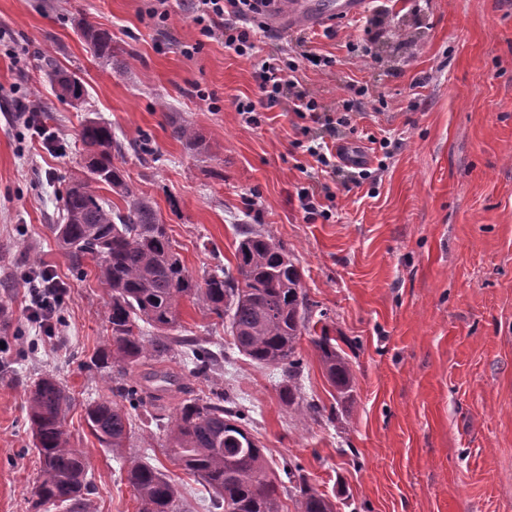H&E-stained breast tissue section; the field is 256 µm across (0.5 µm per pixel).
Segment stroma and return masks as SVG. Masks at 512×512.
Masks as SVG:
<instances>
[{
  "label": "stroma",
  "instance_id": "obj_1",
  "mask_svg": "<svg viewBox=\"0 0 512 512\" xmlns=\"http://www.w3.org/2000/svg\"><path fill=\"white\" fill-rule=\"evenodd\" d=\"M149 2L0 0V512H31L27 395L44 374L74 397L64 426L89 460L93 512H137L133 458L167 474L184 512H217L162 452L182 399L214 392L242 411L274 468L298 462L336 512H512V0H371L356 24L336 22V38L312 30L311 48L336 64L304 63L299 76L338 103L347 83L366 89L342 136L375 173L334 188L321 202L327 219L298 198L329 180L304 150L307 120L276 108L247 125L234 101L257 92L252 63L202 39L179 0L166 25L150 24ZM84 18L124 48L116 64L88 53ZM375 31L369 55L350 52ZM198 41L199 53L182 54ZM51 63L81 77L78 104L58 97ZM90 118L150 144L149 165L125 154L126 180L153 202L192 276L234 267L244 224L287 248L324 316L298 345V386L317 413L288 408L280 371L239 353L225 323L188 299L175 333L213 351L214 369L194 374L177 345L132 366L134 377L170 370L186 390L138 408L120 454L90 433L84 409L109 389L96 362L111 343L109 297L76 274L50 230ZM174 121L191 124L198 144L173 138ZM39 264L66 286L53 338L26 312L25 275ZM324 330L352 370L348 397L313 344Z\"/></svg>",
  "mask_w": 512,
  "mask_h": 512
}]
</instances>
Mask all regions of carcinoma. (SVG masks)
I'll return each mask as SVG.
<instances>
[{"label": "carcinoma", "instance_id": "carcinoma-1", "mask_svg": "<svg viewBox=\"0 0 512 512\" xmlns=\"http://www.w3.org/2000/svg\"><path fill=\"white\" fill-rule=\"evenodd\" d=\"M80 31L95 58L112 62L120 50L112 44V32L87 19ZM50 77L60 97L82 98L84 85L77 75L54 70ZM80 140L86 152L83 170L62 195L63 223L53 225V230L76 272L85 274V261L93 262L95 278L110 296L106 322L112 344L99 361L102 367L116 370L117 377L109 395L85 407L88 427L100 445L119 453L135 426L132 410L147 397L159 400L182 390L180 378L167 370L153 369L131 381L126 368L170 350L169 332L179 325L186 299L219 318L227 317L238 351L258 364L281 370L286 378L281 399L290 407L297 405L296 380L302 369L297 346L311 310L286 247L245 225L235 270L220 268L200 281L194 279L175 252L167 225L126 183L124 170L117 164L122 144L111 125L90 119L81 129ZM103 185L121 195L125 206L114 208L103 199L98 194ZM143 324L154 335H146ZM313 343L330 383L339 394L349 393L351 368L326 329ZM186 355L200 375L216 362L213 352L196 344L190 345ZM157 381L160 385L151 386ZM118 397L128 405L118 403ZM70 402L62 383L50 375L37 378L28 391V419L41 464L33 488L34 506L52 504L67 512H91L86 497L89 462L63 428ZM226 402L223 394L183 400L167 431L163 452L198 477L214 505L224 507V512H285L282 479L268 464L242 415ZM283 471L293 484L295 512H335L333 503L309 484L299 467L286 464ZM126 479L139 512H182L177 488L149 462H131Z\"/></svg>", "mask_w": 512, "mask_h": 512}]
</instances>
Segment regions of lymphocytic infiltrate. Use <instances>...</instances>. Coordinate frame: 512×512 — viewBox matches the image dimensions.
I'll return each mask as SVG.
<instances>
[{
  "label": "lymphocytic infiltrate",
  "mask_w": 512,
  "mask_h": 512,
  "mask_svg": "<svg viewBox=\"0 0 512 512\" xmlns=\"http://www.w3.org/2000/svg\"><path fill=\"white\" fill-rule=\"evenodd\" d=\"M270 3L271 0H186V7L202 36L222 39L225 48L254 63L257 96L237 101V112L245 115L251 125L258 124L261 111L276 107L310 119L320 126L327 138L307 146V153L331 174H339L341 168L329 143L338 138L341 128L351 124L353 110L328 107L319 92L304 87L297 78L300 61L315 66L332 63L331 58L308 49L307 37H298L290 53L262 54L257 36L267 33V26L254 30L245 27L244 22L267 14ZM65 291L64 283L46 266L30 281L28 317L39 323L46 335H54L56 331L55 309Z\"/></svg>",
  "instance_id": "f902f5d3"
}]
</instances>
